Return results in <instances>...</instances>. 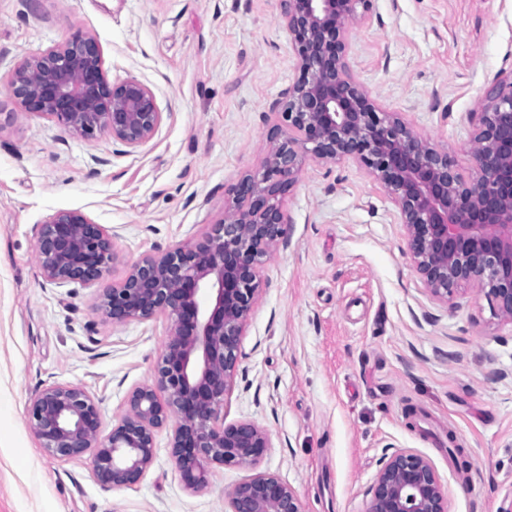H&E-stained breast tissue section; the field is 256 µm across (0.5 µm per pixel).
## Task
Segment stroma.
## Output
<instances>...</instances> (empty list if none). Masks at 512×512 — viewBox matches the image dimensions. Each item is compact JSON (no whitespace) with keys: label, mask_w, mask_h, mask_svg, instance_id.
<instances>
[{"label":"stroma","mask_w":512,"mask_h":512,"mask_svg":"<svg viewBox=\"0 0 512 512\" xmlns=\"http://www.w3.org/2000/svg\"><path fill=\"white\" fill-rule=\"evenodd\" d=\"M371 16L351 33L356 80L475 179L471 116L512 69V0H373ZM77 31L97 39L111 82L154 94L162 122L143 145L14 112L15 64ZM297 75L280 0H0V512H229L249 470L216 467L186 489L165 430L153 466L116 490L88 461L43 451L27 423L37 389L82 386L111 426L151 382L167 330L105 323L93 289L46 283L34 228L77 210L109 229L108 286L198 239L260 169L271 106ZM283 208L287 243L263 264L224 403L225 423L268 432L260 471L303 512H368L383 458L411 449L432 461L449 512H512V320L468 285L436 300L386 189L356 164L307 159Z\"/></svg>","instance_id":"1"}]
</instances>
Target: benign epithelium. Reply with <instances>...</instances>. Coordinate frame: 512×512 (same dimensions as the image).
Instances as JSON below:
<instances>
[{"instance_id": "benign-epithelium-1", "label": "benign epithelium", "mask_w": 512, "mask_h": 512, "mask_svg": "<svg viewBox=\"0 0 512 512\" xmlns=\"http://www.w3.org/2000/svg\"><path fill=\"white\" fill-rule=\"evenodd\" d=\"M372 0H282L299 75L285 92L280 124L261 171L231 188L223 220L194 242L131 265L117 286L97 289L96 309L113 325L167 321L153 380L131 390L124 413L103 434L100 401L83 387L52 384L30 399L28 424L61 462L87 459L111 489L136 484L153 465L156 434L170 432V457L187 489L206 487L214 467L254 474L228 495L229 512H302L296 491L257 471L267 432L224 424V398L239 367L240 336L259 291L264 258L286 242L282 198L307 156L355 162L388 191L406 227L410 258L432 296L453 299L473 284L512 318V70L495 77L478 113L467 181L448 153L385 112L352 77L351 29ZM14 111L46 117L69 133L107 135L128 147L148 141L162 121L152 92L136 80H108L97 40L80 31L17 63L8 79ZM44 279L91 288L118 259L107 228L79 211L35 227ZM211 295L205 306L203 292ZM369 512H448V494L424 455L384 458L370 487Z\"/></svg>"}]
</instances>
